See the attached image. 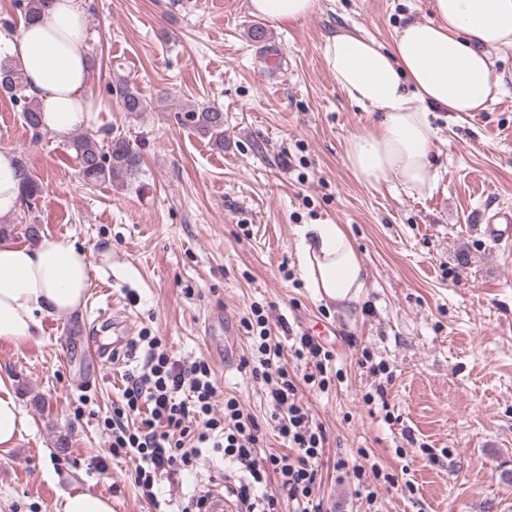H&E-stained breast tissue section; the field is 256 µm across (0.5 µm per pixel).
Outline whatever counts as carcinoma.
Instances as JSON below:
<instances>
[{
	"mask_svg": "<svg viewBox=\"0 0 512 512\" xmlns=\"http://www.w3.org/2000/svg\"><path fill=\"white\" fill-rule=\"evenodd\" d=\"M23 22L45 14L51 0H17ZM110 93L114 94L123 111L138 115L147 111L148 104L135 85L119 79ZM0 94L6 95L21 108L25 124L34 138L41 136V114L35 100L27 94L23 73L8 56L0 57ZM182 124L190 127L211 144L224 149V113L203 104L188 105L182 109ZM79 163V175L89 185L108 183L117 189H125L137 181L141 173V147L127 137L99 138L95 134L75 135L70 143ZM23 177L21 200L30 208L41 196L40 180L31 174L24 161L18 160Z\"/></svg>",
	"mask_w": 512,
	"mask_h": 512,
	"instance_id": "1",
	"label": "carcinoma"
}]
</instances>
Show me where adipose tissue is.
<instances>
[{
    "instance_id": "ef3b65f1",
    "label": "adipose tissue",
    "mask_w": 512,
    "mask_h": 512,
    "mask_svg": "<svg viewBox=\"0 0 512 512\" xmlns=\"http://www.w3.org/2000/svg\"><path fill=\"white\" fill-rule=\"evenodd\" d=\"M316 0H248L251 14L272 22H297ZM433 19L406 21L389 46L359 31L327 37L324 59L337 85L376 117L374 130L349 136L347 166L358 180L378 184L398 178L410 193L438 183L434 161L439 130L433 111L475 115L501 93L503 84L488 52L512 48V0H431ZM0 54L24 74L42 124L60 135L103 125L88 93L87 27L79 0H52L44 16L14 35L0 34ZM22 178L16 158L0 150V219L20 206ZM298 267L319 298L357 300L366 270L338 224L295 228ZM91 263L76 241L44 237L20 245L0 236V340L23 343L46 315L77 313L85 303ZM10 381L0 376V447H13L25 419Z\"/></svg>"
}]
</instances>
